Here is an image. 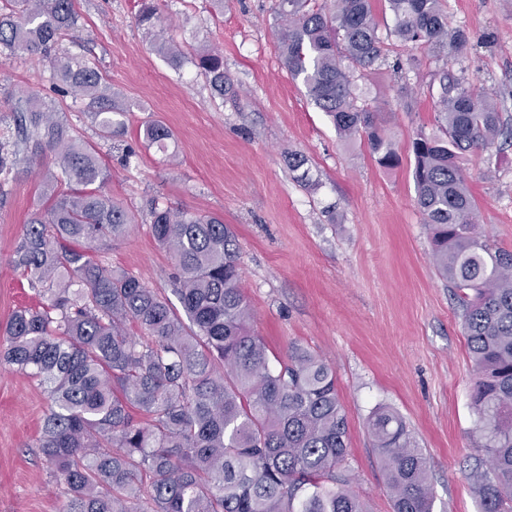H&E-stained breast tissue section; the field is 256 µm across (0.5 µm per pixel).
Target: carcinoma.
<instances>
[{
  "mask_svg": "<svg viewBox=\"0 0 512 512\" xmlns=\"http://www.w3.org/2000/svg\"><path fill=\"white\" fill-rule=\"evenodd\" d=\"M0 54L56 56L75 28L74 0H5ZM393 35L437 52L466 53L463 29H448L441 0H388ZM282 63L302 79L315 106L345 138L364 139L377 161L399 158L378 114L356 104L355 73L386 61L371 0H276ZM139 22L158 23L154 0ZM211 88L229 84L224 58L198 55ZM94 63L57 56L54 93L88 100L99 136L110 139L123 110L101 89ZM440 134H418L412 148L416 203L431 233L435 266L463 311L477 372L471 393L489 470L467 475L479 512H512V251L482 238L461 157L502 132L496 105L470 83L443 72ZM17 97L14 132L0 137V177L20 154L55 152L44 183L47 204L24 225L11 263L44 299L16 311L3 334L0 363L47 385L48 412L32 447L67 486L61 512H367L336 475L348 422L332 368L300 345L278 369L252 329L231 227L218 216L152 205L149 223L173 260L182 311L134 275L96 259L123 237L133 215L112 201L99 152L73 135L55 103ZM144 138H171L160 121ZM141 330L135 336L127 326ZM393 512H433L428 461L403 419L379 408L368 419Z\"/></svg>",
  "mask_w": 512,
  "mask_h": 512,
  "instance_id": "cac0c4a2",
  "label": "carcinoma"
}]
</instances>
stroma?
Returning a JSON list of instances; mask_svg holds the SVG:
<instances>
[{"label": "stroma", "instance_id": "35a3bbf8", "mask_svg": "<svg viewBox=\"0 0 512 512\" xmlns=\"http://www.w3.org/2000/svg\"><path fill=\"white\" fill-rule=\"evenodd\" d=\"M155 3L167 41L184 54L181 66L154 50L137 21L139 0H76L78 25L64 42L95 62L103 88L125 110L121 132L103 140L84 101L57 104L109 167L106 192L135 217L111 243L107 263L172 296L173 263L152 236L150 203L220 216L236 234L241 285L269 359H286L297 344L332 367L349 425L339 470L368 512H392L367 428L380 407L399 413L423 449L434 512H478L466 478L486 458L471 409L476 375L461 310L432 262L415 204L412 142L438 130L445 70L483 89L512 126V0H443L450 27L475 41L459 56L402 44L391 34L387 0H372L388 61L365 70L354 92L383 121L399 157L391 168L364 141L341 137L284 68L274 0ZM206 48L223 53L230 93L216 95L197 67ZM398 58L411 69L389 68ZM52 76L48 62L27 53L0 56V88L14 95L48 96ZM150 120L171 129L165 145L145 142ZM295 155L305 158L311 185L290 168ZM55 162L43 151L0 185V327L37 302L9 259ZM462 165L481 234L512 250V140L466 153ZM46 408L36 379L0 367V512H59L66 497L31 446Z\"/></svg>", "mask_w": 512, "mask_h": 512}]
</instances>
